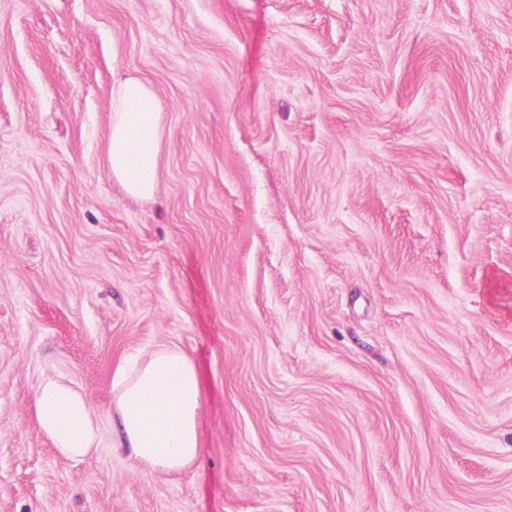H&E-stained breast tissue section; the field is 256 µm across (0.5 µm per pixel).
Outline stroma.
I'll use <instances>...</instances> for the list:
<instances>
[{
  "label": "stroma",
  "mask_w": 512,
  "mask_h": 512,
  "mask_svg": "<svg viewBox=\"0 0 512 512\" xmlns=\"http://www.w3.org/2000/svg\"><path fill=\"white\" fill-rule=\"evenodd\" d=\"M129 74L149 199L105 162ZM163 346L204 383L172 473L112 441ZM0 512H512V0H0ZM165 130L162 103L137 77H126L112 90L107 165L132 197L151 198L158 187L160 149ZM35 404L40 427L61 456L77 458L93 448L94 415L78 389L49 381L36 394Z\"/></svg>",
  "instance_id": "35a3bbf8"
}]
</instances>
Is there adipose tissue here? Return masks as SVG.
<instances>
[{
    "label": "adipose tissue",
    "instance_id": "ef3b65f1",
    "mask_svg": "<svg viewBox=\"0 0 512 512\" xmlns=\"http://www.w3.org/2000/svg\"><path fill=\"white\" fill-rule=\"evenodd\" d=\"M165 130L162 103L142 80L126 77L112 90L107 165L132 197H153L158 187ZM202 387L193 361L161 348L117 372L112 384V424L120 447L131 449L147 471L179 472L200 456ZM39 424L55 450L77 458L93 448V412L71 384L49 381L35 396Z\"/></svg>",
    "mask_w": 512,
    "mask_h": 512
}]
</instances>
